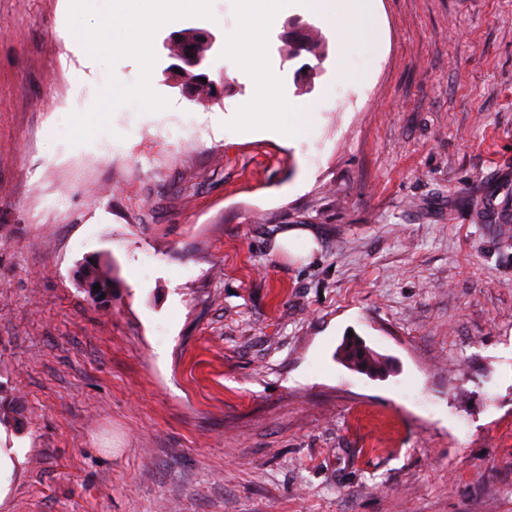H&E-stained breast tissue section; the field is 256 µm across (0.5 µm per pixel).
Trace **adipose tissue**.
<instances>
[{
	"instance_id": "1",
	"label": "adipose tissue",
	"mask_w": 512,
	"mask_h": 512,
	"mask_svg": "<svg viewBox=\"0 0 512 512\" xmlns=\"http://www.w3.org/2000/svg\"><path fill=\"white\" fill-rule=\"evenodd\" d=\"M156 9L148 15H137L120 8L113 12L115 25L124 27L128 38L126 50L136 52L143 62H150L153 35L157 27L177 23L181 5L203 12L209 0H154ZM298 0H238L239 16L234 30L225 44L226 51L241 56L258 73L261 81L256 102L251 103L240 121L253 130H269L282 139H290L310 125L311 118L305 112L286 110L278 103V93L264 64V36L290 12ZM307 7L325 16L330 33L341 53L342 67H349L350 49L368 45L374 40V32L368 23L367 0H305Z\"/></svg>"
}]
</instances>
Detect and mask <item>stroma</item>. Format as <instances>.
Returning a JSON list of instances; mask_svg holds the SVG:
<instances>
[{"instance_id":"stroma-1","label":"stroma","mask_w":512,"mask_h":512,"mask_svg":"<svg viewBox=\"0 0 512 512\" xmlns=\"http://www.w3.org/2000/svg\"><path fill=\"white\" fill-rule=\"evenodd\" d=\"M370 12L347 77L320 14L322 57L267 33L312 115L286 141L238 122L235 0L179 24L214 38L202 104L171 29L147 67L84 49L124 39L110 0H0V512H512V0ZM350 334L383 374L337 360ZM276 244L295 256H307L316 244L308 232L301 228H291L276 235ZM91 282L92 284H99L100 290L86 291L88 298L95 304L104 305L112 300V276L110 269L107 266L98 265L97 263H87L82 267L81 280ZM105 294L104 298L101 295Z\"/></svg>"}]
</instances>
